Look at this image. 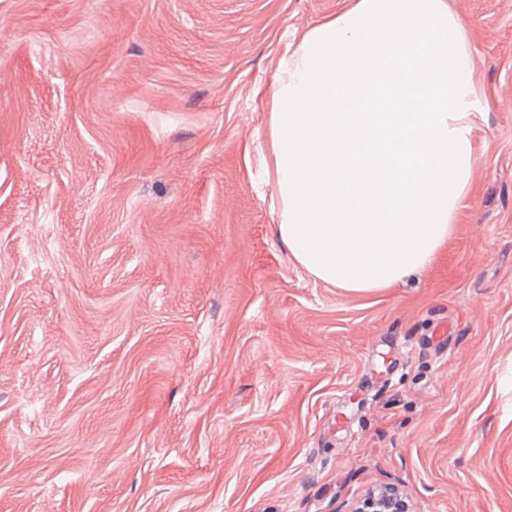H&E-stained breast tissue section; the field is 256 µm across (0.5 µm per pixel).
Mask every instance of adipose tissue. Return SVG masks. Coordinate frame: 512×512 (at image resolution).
Masks as SVG:
<instances>
[{
    "instance_id": "1",
    "label": "adipose tissue",
    "mask_w": 512,
    "mask_h": 512,
    "mask_svg": "<svg viewBox=\"0 0 512 512\" xmlns=\"http://www.w3.org/2000/svg\"><path fill=\"white\" fill-rule=\"evenodd\" d=\"M467 26L446 0H354L281 58L276 233L316 280L392 288L447 244L476 163Z\"/></svg>"
}]
</instances>
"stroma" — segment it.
I'll return each mask as SVG.
<instances>
[{"label": "stroma", "mask_w": 512, "mask_h": 512, "mask_svg": "<svg viewBox=\"0 0 512 512\" xmlns=\"http://www.w3.org/2000/svg\"><path fill=\"white\" fill-rule=\"evenodd\" d=\"M483 110L393 288L275 234L281 57L346 0H0V512H512V0H447Z\"/></svg>", "instance_id": "1"}]
</instances>
